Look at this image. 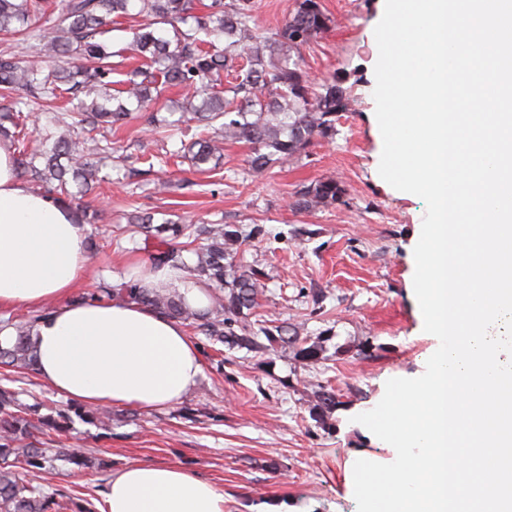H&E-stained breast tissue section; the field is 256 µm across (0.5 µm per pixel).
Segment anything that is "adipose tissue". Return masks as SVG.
<instances>
[{"mask_svg":"<svg viewBox=\"0 0 512 512\" xmlns=\"http://www.w3.org/2000/svg\"><path fill=\"white\" fill-rule=\"evenodd\" d=\"M86 228L20 178L0 145V308L56 304L35 329L36 369L58 395L90 406L179 403L203 372L182 324L119 300L69 302L91 265ZM101 512H224V494L197 472L134 463L113 472Z\"/></svg>","mask_w":512,"mask_h":512,"instance_id":"1","label":"adipose tissue"}]
</instances>
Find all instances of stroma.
I'll return each instance as SVG.
<instances>
[{
	"mask_svg": "<svg viewBox=\"0 0 512 512\" xmlns=\"http://www.w3.org/2000/svg\"><path fill=\"white\" fill-rule=\"evenodd\" d=\"M323 4L331 22L305 51L304 63L316 81H335L347 91L349 110L338 118L335 136L314 141L307 157L275 165L258 178L247 170L248 147L229 143L217 174L170 159L168 187L161 193L152 174H133L126 185H98L88 197L94 214L86 226L95 244L91 275L77 291H95L129 262L148 263L160 248L159 238L143 233L136 234L135 249L115 248L112 239L128 229L131 214L153 213L158 224H236L248 234L241 246L244 265L263 273L264 319L325 338L324 360L306 367L285 353L260 358L228 350L219 369L204 359L198 386L177 404L152 410L116 406L110 426L77 419L71 432L45 431L41 447L73 448L112 466L62 462L50 472H31L34 483L90 501L100 512L113 470L132 463L175 464L223 491L225 512H358L355 461L394 460V449L355 417L379 403L387 380L423 374L435 344L422 330L411 289L426 204L378 173L374 30L382 0ZM109 139L118 166L164 146L137 116L113 128ZM326 177L341 181L343 202L295 210L296 191ZM256 225L261 235H252ZM322 385L332 386L342 401L329 430L310 416Z\"/></svg>",
	"mask_w": 512,
	"mask_h": 512,
	"instance_id": "1",
	"label": "stroma"
}]
</instances>
